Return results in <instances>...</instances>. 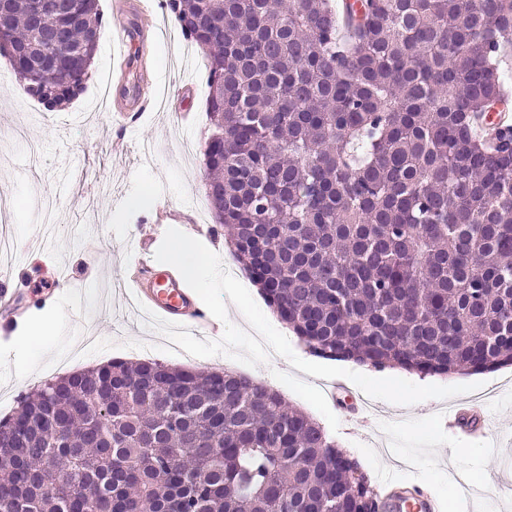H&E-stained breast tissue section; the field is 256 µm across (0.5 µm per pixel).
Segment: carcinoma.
Returning a JSON list of instances; mask_svg holds the SVG:
<instances>
[{
	"instance_id": "obj_1",
	"label": "carcinoma",
	"mask_w": 512,
	"mask_h": 512,
	"mask_svg": "<svg viewBox=\"0 0 512 512\" xmlns=\"http://www.w3.org/2000/svg\"><path fill=\"white\" fill-rule=\"evenodd\" d=\"M208 70L206 197L314 353L429 375L512 365V0H166ZM81 48L49 45L57 33ZM99 0H0V55L49 111L83 91ZM0 434L8 512H360L351 459L233 372L115 361L45 382ZM80 461L43 467L51 449Z\"/></svg>"
}]
</instances>
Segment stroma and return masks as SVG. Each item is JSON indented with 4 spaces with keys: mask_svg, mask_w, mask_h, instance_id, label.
I'll use <instances>...</instances> for the list:
<instances>
[{
    "mask_svg": "<svg viewBox=\"0 0 512 512\" xmlns=\"http://www.w3.org/2000/svg\"><path fill=\"white\" fill-rule=\"evenodd\" d=\"M104 21L121 11L146 38L145 54L119 70L121 51L104 29L83 93L50 112L29 97L0 57V198L14 200L6 231L13 257L0 266L22 306L0 314V418L16 411L34 388L18 366L47 381L113 360H156L171 366L232 371L278 391L289 405L324 428L357 460L377 493L386 477L406 481L443 500L447 512H512V365L466 375H435V385L477 384L473 396L492 422L467 435L446 416L464 396L410 406L379 401L378 413L346 415L336 409L330 382L292 367L277 354L244 365L225 355L197 357L172 347L139 316L130 290L111 293L135 268L127 240L163 238L176 227L216 253L240 283L248 276L231 257L223 225L205 196L202 153L208 135L206 62L170 21L165 0H99ZM128 115L118 118L115 107ZM155 148L152 162L136 152ZM51 309L56 331L46 347L15 343L23 319Z\"/></svg>",
    "mask_w": 512,
    "mask_h": 512,
    "instance_id": "stroma-1",
    "label": "stroma"
}]
</instances>
